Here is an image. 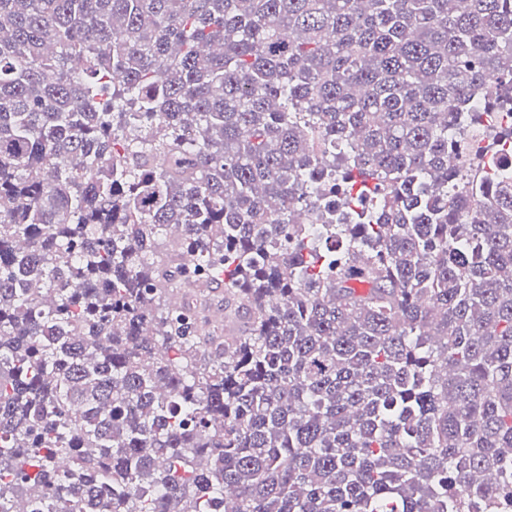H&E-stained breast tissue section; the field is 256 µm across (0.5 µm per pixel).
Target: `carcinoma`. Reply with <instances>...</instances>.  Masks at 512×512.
<instances>
[{"label": "carcinoma", "mask_w": 512, "mask_h": 512, "mask_svg": "<svg viewBox=\"0 0 512 512\" xmlns=\"http://www.w3.org/2000/svg\"><path fill=\"white\" fill-rule=\"evenodd\" d=\"M506 113L512 0H0V512H512Z\"/></svg>", "instance_id": "carcinoma-1"}]
</instances>
